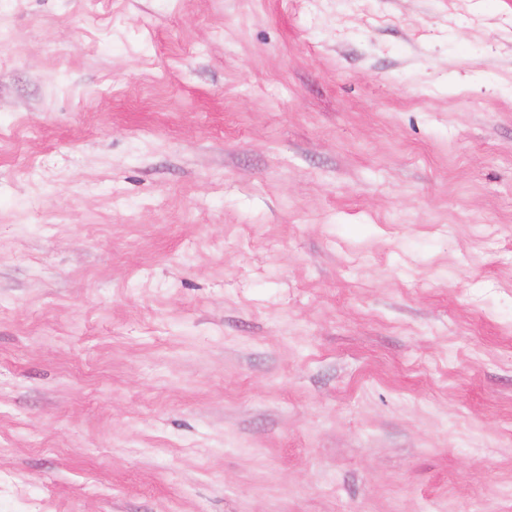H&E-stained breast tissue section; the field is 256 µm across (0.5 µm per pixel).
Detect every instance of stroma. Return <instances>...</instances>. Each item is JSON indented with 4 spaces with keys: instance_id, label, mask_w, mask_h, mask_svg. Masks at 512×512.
Returning a JSON list of instances; mask_svg holds the SVG:
<instances>
[{
    "instance_id": "obj_1",
    "label": "stroma",
    "mask_w": 512,
    "mask_h": 512,
    "mask_svg": "<svg viewBox=\"0 0 512 512\" xmlns=\"http://www.w3.org/2000/svg\"><path fill=\"white\" fill-rule=\"evenodd\" d=\"M0 512H512V0H0Z\"/></svg>"
}]
</instances>
